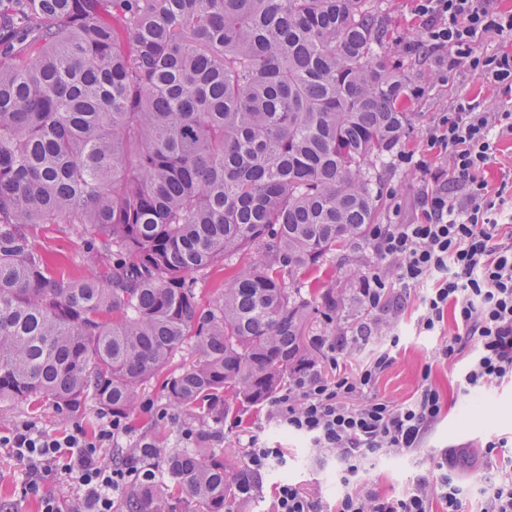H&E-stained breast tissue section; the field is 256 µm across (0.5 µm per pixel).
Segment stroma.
Listing matches in <instances>:
<instances>
[{"label":"stroma","instance_id":"35a3bbf8","mask_svg":"<svg viewBox=\"0 0 512 512\" xmlns=\"http://www.w3.org/2000/svg\"><path fill=\"white\" fill-rule=\"evenodd\" d=\"M381 5L390 20L387 50L404 71L414 94L403 104L410 119L406 134L394 153L378 167L383 185L379 207L383 223H407L416 217L421 184L399 162V154L419 150L429 129L457 96H478L490 103L494 95L484 90L474 75L443 69L439 53L415 47L423 22L414 15L411 0H381ZM39 241L62 272L77 278L93 275V268L82 258V239L71 226L49 227L40 232ZM375 262L369 243L363 242L328 255L313 274L322 286H334L342 295L338 322H330L315 313L304 330L305 354L315 361L324 379H334L336 370L323 358L313 339L336 335L342 324L355 327L367 322L355 285L358 274ZM418 305L417 295H410L398 321L396 347H389L384 340L378 343L379 348L390 349L394 361L379 380L376 392L380 398L395 404L409 402L417 389L420 372L428 364L432 367V382L442 396L443 410L439 420L429 428L420 450L404 456H381L360 473L358 486L370 487L384 496H400L423 477L437 479L434 463L449 449L463 452L468 460L467 466L460 469L462 477H470L476 470H488L485 443L512 433V383L469 392L462 390L460 381L466 357L449 364L435 360L439 339L419 333L415 322ZM269 411V405L264 404L230 413L225 416L219 433L209 441L210 447L223 449L225 459L238 465L245 464L244 448L253 435L284 454L283 463L260 474L253 501L239 512H269L274 489L282 482L297 484L319 501L323 512H332L343 492L338 481L340 462L334 456L320 455L306 448L301 437L270 425ZM100 416V409L92 405L83 413L72 415L48 401L37 411L23 402H0V436L22 421L34 422L39 430L49 433L78 427L91 434L98 430ZM124 426V433L114 445L125 449L150 434L165 438L168 447L190 448L197 445L196 434L201 430L199 423L168 402L157 380L140 390L138 403ZM47 495L54 497L58 512H73V495L58 482H48L43 496L28 494L24 465L0 450V512H42L43 498Z\"/></svg>","mask_w":512,"mask_h":512}]
</instances>
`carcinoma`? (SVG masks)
<instances>
[{"mask_svg":"<svg viewBox=\"0 0 512 512\" xmlns=\"http://www.w3.org/2000/svg\"><path fill=\"white\" fill-rule=\"evenodd\" d=\"M387 34L376 0H0V401L124 420L157 379L216 426L269 401L313 302L336 318L286 278L379 220L371 167L412 93ZM50 224L99 275L56 270ZM252 248L202 304L198 275ZM135 456L172 488L137 481L120 512H224L259 484L217 448Z\"/></svg>","mask_w":512,"mask_h":512,"instance_id":"1","label":"carcinoma"}]
</instances>
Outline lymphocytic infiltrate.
Instances as JSON below:
<instances>
[{
    "label": "lymphocytic infiltrate",
    "instance_id": "lymphocytic-infiltrate-1",
    "mask_svg": "<svg viewBox=\"0 0 512 512\" xmlns=\"http://www.w3.org/2000/svg\"><path fill=\"white\" fill-rule=\"evenodd\" d=\"M412 2L425 22L420 45L441 51L448 70L474 73L496 93L498 103L490 107L459 96L434 123L422 148L401 154V164L427 177L429 186L419 195L416 221L374 225L369 241L378 262L358 277L357 293L367 310L387 312L390 336L403 305H386L388 288L420 289L419 332H438L448 314L457 327L442 341L438 359L451 362L469 352L463 383L497 386L512 381V211L506 209L512 167L502 169L494 192L485 174L497 161L500 141L512 139V49L487 54L478 46L512 39V10L500 9L498 0ZM372 333L366 324L349 336L316 337L338 372L336 379H324L313 361L302 362L270 401V421L303 436L317 452L335 455L345 485L369 460L415 452L442 412L430 367H423L414 398L402 405L375 392L393 362L390 352L373 350L359 371L346 370V357L368 345ZM122 431L120 421L108 420L91 438L78 428L56 436L24 421L0 438V447L24 464L29 492L41 493L61 460L76 495L74 512H112L111 492L125 472L106 466L103 455ZM511 445L505 437L485 445L487 453L506 454L507 466L494 477L477 474L479 512H512V455L506 453ZM435 467L441 472L437 481L418 480L398 498L370 489L347 492L337 498L334 512H433L437 505L443 512H466L465 489L451 454Z\"/></svg>",
    "mask_w": 512,
    "mask_h": 512
}]
</instances>
